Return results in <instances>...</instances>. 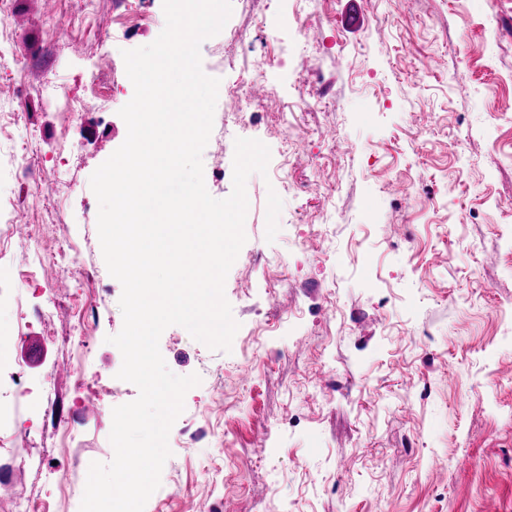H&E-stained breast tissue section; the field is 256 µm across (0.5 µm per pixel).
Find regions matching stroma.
<instances>
[{
  "instance_id": "obj_1",
  "label": "stroma",
  "mask_w": 512,
  "mask_h": 512,
  "mask_svg": "<svg viewBox=\"0 0 512 512\" xmlns=\"http://www.w3.org/2000/svg\"><path fill=\"white\" fill-rule=\"evenodd\" d=\"M164 26L163 0L0 7V354L57 384L0 440V512L18 491L28 512H80L112 410L138 396L106 341L122 286L90 177L127 136L121 52ZM226 26L200 47L221 80L206 188L230 195L235 138L271 159L225 283L230 352L161 335L201 382L145 512H512V0H232Z\"/></svg>"
}]
</instances>
